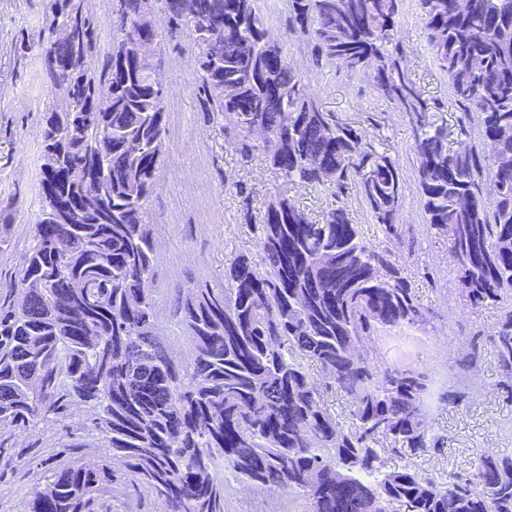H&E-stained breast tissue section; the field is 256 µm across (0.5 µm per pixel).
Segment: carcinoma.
<instances>
[{"label":"carcinoma","instance_id":"1","mask_svg":"<svg viewBox=\"0 0 512 512\" xmlns=\"http://www.w3.org/2000/svg\"><path fill=\"white\" fill-rule=\"evenodd\" d=\"M153 0H116L112 49L101 44L85 0H53L46 51L51 83L71 82L82 98L107 96L112 111L92 124L79 103L45 116L41 171L60 162L71 170L59 193L97 189L100 203L59 224L54 246L40 227L56 216L42 198L33 245L23 254L26 277L0 299V456L19 457L11 440L47 419L65 424L69 405L91 412L98 460L70 461L51 470L48 490L36 491L23 512H224V471L273 495L286 488L310 512H338L317 488L341 473L354 488L345 512H512V457L480 452L474 470L437 479L415 467L381 470L379 446L414 455L438 452L444 438L429 435L426 400L459 405L465 393L436 374L403 367L373 354L353 357L356 340L386 339L404 328L424 329L432 312L420 301L403 253L414 252L401 223L403 170L367 134L324 112L306 75L287 65L265 68L268 17L264 0H162L168 24L160 46L191 31L204 117L236 139L243 166L257 158L286 182L331 185L354 197L379 226L387 246L365 242L346 207L310 220L277 190L261 224L256 254L224 265V280L193 284L171 306L159 305L146 284L158 256L147 203L157 168L136 151L163 154L164 105L146 97L156 67L134 65L132 30L154 12ZM289 33L309 49L316 68L334 64L379 87L412 122L413 166L427 229L456 226L448 255L458 272V296L477 310L500 306L490 333L478 330L458 367L472 372L478 347L496 349L501 390L512 397V0H417L435 60L453 97L465 109L460 133L470 142L448 148L443 130L427 120L430 103L411 81L393 46L403 0H287ZM80 42V62L63 71L56 60L72 51L67 26ZM282 87L277 100L265 84ZM255 100L239 112L235 97ZM297 123L284 124L285 113ZM269 137L257 142L251 128ZM336 147V170L312 158ZM497 191L486 199L481 185ZM338 265L323 272L326 251ZM70 280L58 296L54 280ZM182 324L193 347L180 362L156 334L160 320ZM347 397L351 424L343 428L324 391ZM499 475L489 496L479 491L482 470Z\"/></svg>","mask_w":512,"mask_h":512}]
</instances>
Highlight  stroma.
I'll use <instances>...</instances> for the list:
<instances>
[{"label":"stroma","mask_w":512,"mask_h":512,"mask_svg":"<svg viewBox=\"0 0 512 512\" xmlns=\"http://www.w3.org/2000/svg\"><path fill=\"white\" fill-rule=\"evenodd\" d=\"M269 25L285 44L290 63L297 69L314 70L313 92L323 111L337 113L344 121L362 128L404 170L403 223L413 228L415 255L407 262L414 275L412 285L421 301L436 314L433 326L423 330L406 328L376 348L390 360L409 367L432 368L444 364L449 376L459 371L454 359L478 328L492 326L497 307L479 311L465 308L459 298L454 264L445 239L434 238L425 226L418 182L411 157L412 130L406 115L367 80L327 65L313 69L306 49L288 32L284 0H273ZM50 0H0V199L11 203L14 219L0 223V295L16 286L22 270V254L32 241V228L41 206V142L43 116L57 106L59 94L45 74L44 47L49 41ZM402 66L431 104L429 120L448 131V144L458 148V124L463 108L448 88L425 40L415 0H404L395 33ZM178 47H164L162 67L170 74L165 96L166 126L164 154L157 183L149 203V219L155 229L159 257L152 284L160 304L174 301L178 290L190 283L217 281L224 265L235 255L256 252L261 220L270 196L283 179L270 166L256 162L240 166L234 138L206 122L197 94V67L190 34L178 39ZM241 180L251 190L249 204H242L233 183ZM288 194L311 220L339 205H348L353 223L364 238L378 243L382 234L357 203L328 186H291ZM252 218L244 220L243 207ZM430 268L433 280L423 278L420 268ZM479 390L453 407L430 399L431 434L445 438L443 451L418 457L407 451L381 455L383 469L413 465L436 476L471 472L477 450L512 456V402L498 388L501 379L495 351L482 348L476 371ZM84 404H73L66 424L51 421L18 433L15 439L29 465L19 474L0 478V512H22L30 493L45 489L50 469L68 460V453L54 455L52 445L64 437V425L81 432L84 448L80 459H96L97 436L87 430ZM226 512H241L243 502H252L257 512H279L284 501H292L296 512H307L302 498L285 493L263 499L247 491L232 472H225Z\"/></svg>","instance_id":"stroma-1"}]
</instances>
